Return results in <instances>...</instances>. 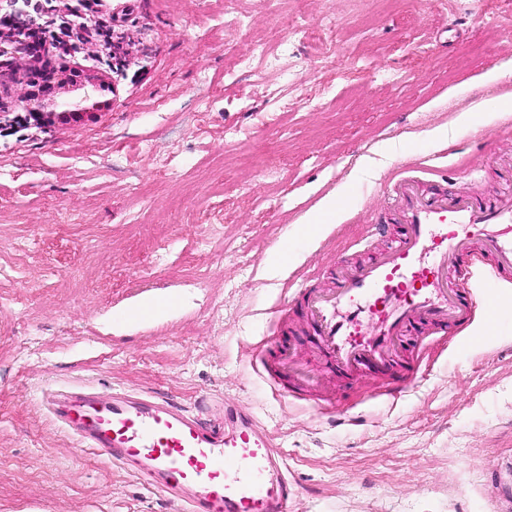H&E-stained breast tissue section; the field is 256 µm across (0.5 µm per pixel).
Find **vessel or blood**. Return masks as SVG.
I'll list each match as a JSON object with an SVG mask.
<instances>
[{"mask_svg":"<svg viewBox=\"0 0 512 512\" xmlns=\"http://www.w3.org/2000/svg\"><path fill=\"white\" fill-rule=\"evenodd\" d=\"M393 190L401 225L395 242L366 265H340L334 288L302 283L291 299L306 310L331 367L385 372L412 387L418 379L402 356L408 337L424 325L467 323L488 305L460 286L469 259L485 254L497 270L512 272V234L486 232L512 224V197L487 202L448 188L427 191L413 176ZM289 359L285 341L250 358L285 398L295 393ZM50 411L82 447L146 478L182 501L184 512H291L295 483L252 414L228 407L213 421L163 399L85 388L58 394Z\"/></svg>","mask_w":512,"mask_h":512,"instance_id":"vessel-or-blood-1","label":"vessel or blood"}]
</instances>
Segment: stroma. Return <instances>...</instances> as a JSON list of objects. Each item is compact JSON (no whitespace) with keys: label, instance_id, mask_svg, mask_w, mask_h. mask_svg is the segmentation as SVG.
I'll list each match as a JSON object with an SVG mask.
<instances>
[{"label":"stroma","instance_id":"1","mask_svg":"<svg viewBox=\"0 0 512 512\" xmlns=\"http://www.w3.org/2000/svg\"><path fill=\"white\" fill-rule=\"evenodd\" d=\"M320 20L317 48L300 30ZM102 21L130 55L77 45L54 92L95 113L0 127V512H182L61 430L43 399L78 383L241 406L286 460L292 512H512V273L473 267L494 330L419 328L398 396L331 369L303 307L279 311L288 284L333 287L391 245L380 186L406 159L503 194L512 133L477 105L512 95V75L479 82L512 64V0H112ZM470 108L486 139L436 137ZM344 184L340 217L300 224ZM282 337L288 399L248 364Z\"/></svg>","mask_w":512,"mask_h":512}]
</instances>
